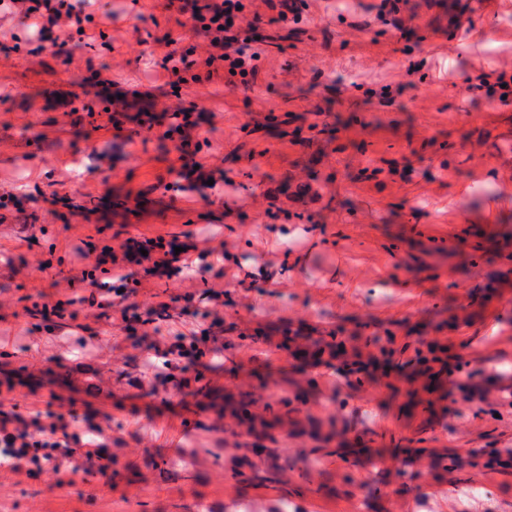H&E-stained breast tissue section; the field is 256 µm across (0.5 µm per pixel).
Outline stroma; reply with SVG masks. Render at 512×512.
<instances>
[{
  "instance_id": "1",
  "label": "stroma",
  "mask_w": 512,
  "mask_h": 512,
  "mask_svg": "<svg viewBox=\"0 0 512 512\" xmlns=\"http://www.w3.org/2000/svg\"><path fill=\"white\" fill-rule=\"evenodd\" d=\"M379 2L301 0V29L261 22L252 87L220 71L179 92L161 43L205 38L167 0H91L93 45L70 62L32 56L40 36L0 8V406L75 409L112 457L105 477L78 456L2 471L0 512H512V102L469 80L512 77V26L461 50L458 7L482 27L498 0H409L406 30ZM177 97L198 107L191 155L164 136ZM196 160L216 189L174 190ZM480 167L499 180L475 191ZM130 233L237 257L191 281L130 268L134 303L171 302L170 327L209 329L221 354L150 374L144 326L112 309L31 315L87 295L77 248Z\"/></svg>"
}]
</instances>
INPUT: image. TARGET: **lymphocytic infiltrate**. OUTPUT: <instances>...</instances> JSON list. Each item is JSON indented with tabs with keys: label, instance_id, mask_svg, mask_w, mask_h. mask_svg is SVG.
<instances>
[{
	"label": "lymphocytic infiltrate",
	"instance_id": "obj_1",
	"mask_svg": "<svg viewBox=\"0 0 512 512\" xmlns=\"http://www.w3.org/2000/svg\"><path fill=\"white\" fill-rule=\"evenodd\" d=\"M13 14L24 27L41 31H55L52 42L55 53H67L73 39H87L84 26L88 16L72 0H12ZM168 9L185 15L193 32L203 33L208 41V54L196 58L195 47L183 46L181 40L171 38L159 67L177 83L199 82L198 67H218L234 72L243 86H250L256 75L255 62L262 54L261 42L256 37V24L246 18V0H168ZM113 285L101 283L93 271L82 270L81 280L92 291L111 290L108 307L127 313L128 291L123 288L128 280L129 264H142L147 274L173 277L183 274L170 240L164 236H130L116 250L110 251ZM76 411L68 415H51L49 422L40 418L24 420L0 416V447L4 448L12 472L59 471L64 461L81 456L85 471L104 474L110 468L105 461L106 435L103 425L87 422L84 432L72 431L78 422Z\"/></svg>",
	"mask_w": 512,
	"mask_h": 512
}]
</instances>
